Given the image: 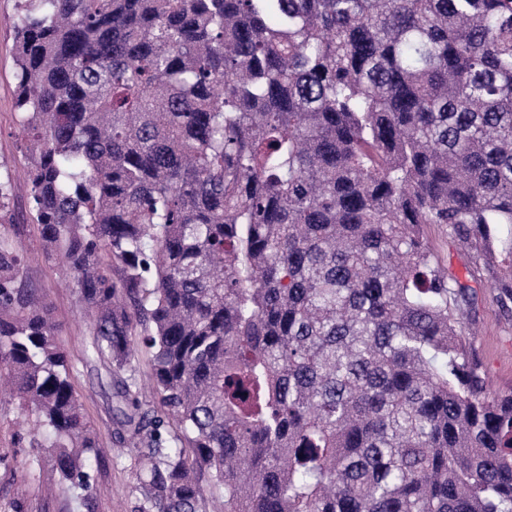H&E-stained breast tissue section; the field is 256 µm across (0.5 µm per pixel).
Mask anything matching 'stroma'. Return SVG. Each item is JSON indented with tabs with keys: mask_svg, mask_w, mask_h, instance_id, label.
Masks as SVG:
<instances>
[{
	"mask_svg": "<svg viewBox=\"0 0 512 512\" xmlns=\"http://www.w3.org/2000/svg\"><path fill=\"white\" fill-rule=\"evenodd\" d=\"M15 12L16 0H0V161L12 175L11 221L22 227L9 240L25 255L27 285L37 289L52 308L57 338L75 366L72 385L107 453L92 462L88 503L79 505L68 491L57 488L49 457L33 458L22 430L27 412L17 402L0 401V512H137L142 472L134 456L114 452L122 436L115 415L117 380L105 366L84 363L83 351L91 339L89 319L79 305L76 288L62 284L45 255L29 212V165L17 138L15 36L10 25ZM424 233L438 266L475 290L472 302L460 305L457 313L468 328L465 342L481 365L489 394L512 391V313L498 301L491 274L446 229L428 224Z\"/></svg>",
	"mask_w": 512,
	"mask_h": 512,
	"instance_id": "35a3bbf8",
	"label": "stroma"
}]
</instances>
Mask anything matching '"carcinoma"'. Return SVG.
Listing matches in <instances>:
<instances>
[{"label": "carcinoma", "mask_w": 512, "mask_h": 512, "mask_svg": "<svg viewBox=\"0 0 512 512\" xmlns=\"http://www.w3.org/2000/svg\"><path fill=\"white\" fill-rule=\"evenodd\" d=\"M18 125L43 249L132 368L141 512H512L490 397L422 225L512 301V0H20ZM46 299L0 239V373L76 501L98 441ZM131 345H133L138 352L135 355L133 366L135 374L139 383L141 399L146 401V409L151 410V414L164 417V412L159 404L158 399H155L151 394V373H152V357L142 344L141 336H129ZM206 512H224V492L213 484L209 474L204 473L199 478Z\"/></svg>", "instance_id": "carcinoma-1"}]
</instances>
